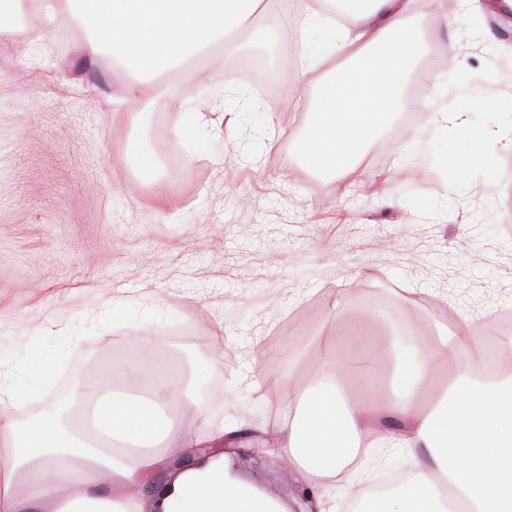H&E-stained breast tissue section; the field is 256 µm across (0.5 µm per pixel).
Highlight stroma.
Segmentation results:
<instances>
[{"mask_svg": "<svg viewBox=\"0 0 512 512\" xmlns=\"http://www.w3.org/2000/svg\"><path fill=\"white\" fill-rule=\"evenodd\" d=\"M67 49L54 39L0 33V369L9 371L35 412L45 413L40 365L93 382L104 364L135 357L139 331L192 369L225 423L272 422L275 400L251 382L259 344L281 345L309 383L320 356L309 339L322 327L345 335L358 294L381 283L392 312L414 304L419 339L432 342L461 315L512 307V241L501 226L512 182V149L472 170L466 194L450 190L445 138L428 133L430 111L460 107L470 124L512 122V7L463 12L442 0L420 19L428 44L405 93L426 99L416 125L395 112L369 142L356 169L335 182L300 158L312 102H296L281 79V127L264 111L224 101L220 74L230 64L283 57L291 47L282 18L258 15L231 46L197 58L204 78L176 69L161 76L151 106L124 98L135 70L103 53L88 63L91 30L67 21ZM456 50L465 81L448 75ZM491 87L493 104L474 91ZM161 147L158 175L174 186L172 207L146 202L140 152ZM250 475L277 495L300 487L280 463L255 457Z\"/></svg>", "mask_w": 512, "mask_h": 512, "instance_id": "stroma-1", "label": "stroma"}]
</instances>
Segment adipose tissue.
I'll return each mask as SVG.
<instances>
[{
    "label": "adipose tissue",
    "instance_id": "adipose-tissue-1",
    "mask_svg": "<svg viewBox=\"0 0 512 512\" xmlns=\"http://www.w3.org/2000/svg\"><path fill=\"white\" fill-rule=\"evenodd\" d=\"M438 4L363 0L362 8L347 11L329 53L344 62L328 81L320 78L327 55L299 46L304 66L294 81L296 95L302 100L312 86L320 88L300 143L311 169L350 172L378 130L376 117L409 107L398 90L427 49L409 20L433 13ZM73 6L95 33L83 46L87 61L108 50L114 62H140L146 76L128 82L125 93L148 105L160 93L155 73L177 67L195 79L194 59L273 10L276 0H74ZM395 31L401 35L398 48L387 64H379L369 51ZM357 60L364 68L361 93L353 98L349 64ZM428 123L447 130L446 161L459 175L481 163L485 149L512 147V127L465 149L462 113L434 112ZM487 328L486 319L464 316L435 344L415 347V374L430 387L428 399L412 388L373 391L357 401L343 397L339 379L345 372L386 361L370 335L357 338L360 356L352 361L340 353L336 334H314L311 345L321 365L305 387L292 375L258 371L279 402L277 418L258 432L269 436V454L310 489L307 512H325V490L357 459L365 438L405 450L413 471L383 512H512V376L487 375L498 349ZM446 362L457 363V375L437 382L435 372ZM169 367L164 356L141 355L107 364L100 382H75L74 395L84 404L81 422L101 444L94 453L68 444L54 416L21 425L11 408L24 395L0 372V437L11 441L0 454V512H142L147 504L153 512H293V501L271 493L230 457L198 456L203 444H222L237 428L215 425L206 394L192 383L172 381ZM173 403L191 427L167 416ZM176 456L185 465L169 471Z\"/></svg>",
    "mask_w": 512,
    "mask_h": 512
}]
</instances>
